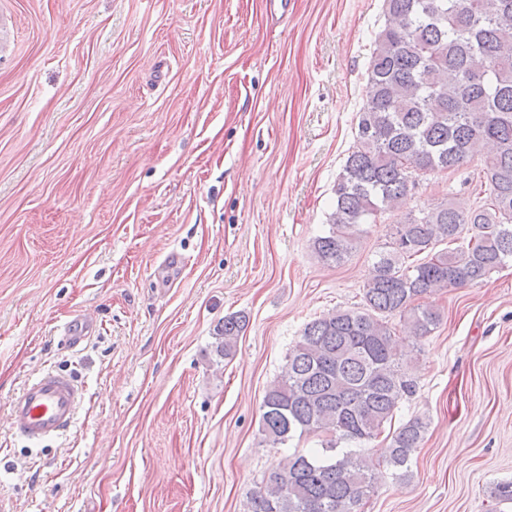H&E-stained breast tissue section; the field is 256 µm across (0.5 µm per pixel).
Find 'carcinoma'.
Listing matches in <instances>:
<instances>
[{
    "instance_id": "carcinoma-1",
    "label": "carcinoma",
    "mask_w": 512,
    "mask_h": 512,
    "mask_svg": "<svg viewBox=\"0 0 512 512\" xmlns=\"http://www.w3.org/2000/svg\"><path fill=\"white\" fill-rule=\"evenodd\" d=\"M384 16L355 127L361 148L336 178L329 230L313 241V253L344 264L359 226L394 210L425 175L478 161L489 196L408 215L375 256L363 306L305 326L265 393L261 431L273 448L304 436L317 437L319 447L273 469L250 512H362L374 476L361 446L417 389L391 319L428 336L441 312L418 299L477 284L512 260V0H384ZM466 229L467 246L446 248ZM421 254L423 261L408 263ZM247 325L241 313L225 317L216 356L230 357ZM426 430L414 418L392 433L393 470L408 467Z\"/></svg>"
}]
</instances>
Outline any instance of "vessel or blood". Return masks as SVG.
<instances>
[{
  "mask_svg": "<svg viewBox=\"0 0 512 512\" xmlns=\"http://www.w3.org/2000/svg\"><path fill=\"white\" fill-rule=\"evenodd\" d=\"M92 326L90 313L75 315L64 327L70 345L75 347L84 341ZM82 397L83 391L72 375L57 370L43 371L13 398L12 425L32 443L61 437L73 429Z\"/></svg>",
  "mask_w": 512,
  "mask_h": 512,
  "instance_id": "obj_1",
  "label": "vessel or blood"
}]
</instances>
